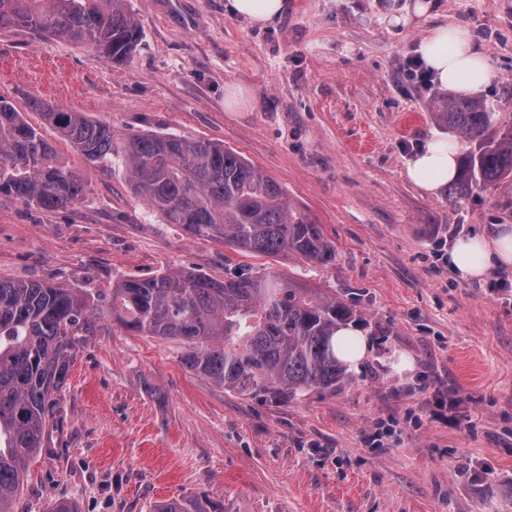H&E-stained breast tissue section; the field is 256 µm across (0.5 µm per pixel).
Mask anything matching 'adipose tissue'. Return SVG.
<instances>
[{
  "label": "adipose tissue",
  "mask_w": 512,
  "mask_h": 512,
  "mask_svg": "<svg viewBox=\"0 0 512 512\" xmlns=\"http://www.w3.org/2000/svg\"><path fill=\"white\" fill-rule=\"evenodd\" d=\"M426 65L436 81L465 95L485 89L492 78L488 59L474 46L469 30L451 25L433 27L422 42ZM458 146L434 139L406 162L408 179L420 190L433 192L457 175ZM512 265V225H502L498 236L458 238L448 251V266L463 280L483 277L496 267Z\"/></svg>",
  "instance_id": "obj_1"
}]
</instances>
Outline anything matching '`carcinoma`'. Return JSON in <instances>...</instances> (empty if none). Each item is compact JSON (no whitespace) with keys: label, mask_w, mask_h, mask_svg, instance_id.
<instances>
[{"label":"carcinoma","mask_w":512,"mask_h":512,"mask_svg":"<svg viewBox=\"0 0 512 512\" xmlns=\"http://www.w3.org/2000/svg\"><path fill=\"white\" fill-rule=\"evenodd\" d=\"M126 0H0V30L84 43L123 64L141 33ZM88 161L112 155V130L44 101L29 103ZM435 123L471 143L452 201L512 176V118L486 101L437 93ZM134 190L169 224L198 238H220L247 254H294L329 266L336 247L319 225L293 210L282 188L224 145L174 134H130L123 141ZM0 194L53 211L79 202L83 183L12 103L0 98ZM83 288L0 278V512H13L25 463L45 447L55 396L73 361V331L88 323ZM112 316L143 336L185 345V369L240 395L294 398L334 391L347 369L336 330L355 317L334 296L313 295L276 272L241 270L222 281L166 271L112 285ZM151 512H217L183 495Z\"/></svg>","instance_id":"cac0c4a2"}]
</instances>
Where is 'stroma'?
Masks as SVG:
<instances>
[{"mask_svg":"<svg viewBox=\"0 0 512 512\" xmlns=\"http://www.w3.org/2000/svg\"><path fill=\"white\" fill-rule=\"evenodd\" d=\"M287 0L266 26L226 0H127L142 38L124 64L87 46L0 31V97L51 142L85 187L44 212L0 195V278L92 289L57 395L47 448L28 462L15 512H151L184 494L224 512H512V266L458 280L439 240L512 225V177L457 204L418 191L406 160L444 137L405 72L429 28L468 29L493 75L482 97L512 113V0ZM243 88L237 110L227 89ZM40 99L131 133L224 144L283 189L336 246L323 267L238 252L167 223L134 191L121 151L86 161L30 111ZM274 270L352 307L368 352L333 392L241 396L186 370L179 342L141 336L107 307L113 283L187 270ZM455 393L465 416L433 414ZM390 429L382 447L372 436Z\"/></svg>","mask_w":512,"mask_h":512,"instance_id":"35a3bbf8","label":"stroma"}]
</instances>
